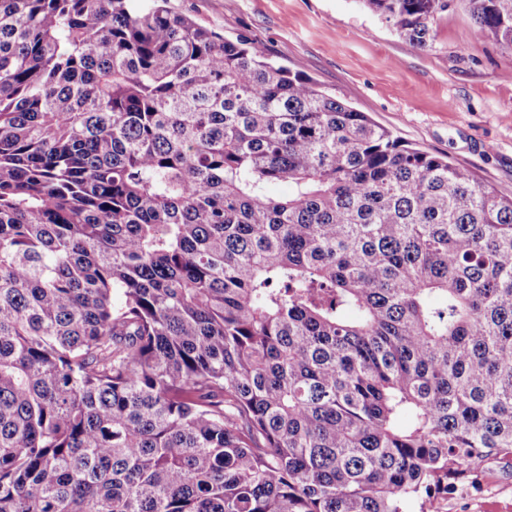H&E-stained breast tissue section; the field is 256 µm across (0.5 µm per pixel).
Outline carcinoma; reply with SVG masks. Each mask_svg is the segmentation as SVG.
<instances>
[{"mask_svg":"<svg viewBox=\"0 0 512 512\" xmlns=\"http://www.w3.org/2000/svg\"><path fill=\"white\" fill-rule=\"evenodd\" d=\"M166 2L0 0V512H432L512 468V198ZM361 2L425 49L452 0Z\"/></svg>","mask_w":512,"mask_h":512,"instance_id":"obj_1","label":"carcinoma"}]
</instances>
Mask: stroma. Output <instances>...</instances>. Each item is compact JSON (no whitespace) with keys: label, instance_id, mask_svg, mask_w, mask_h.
<instances>
[{"label":"stroma","instance_id":"1","mask_svg":"<svg viewBox=\"0 0 512 512\" xmlns=\"http://www.w3.org/2000/svg\"><path fill=\"white\" fill-rule=\"evenodd\" d=\"M226 39L247 37L271 60L310 76L406 143L469 170L512 197V50L464 42L471 23L455 0L421 50L360 0H169ZM441 512H512V473L487 462L449 488Z\"/></svg>","mask_w":512,"mask_h":512}]
</instances>
